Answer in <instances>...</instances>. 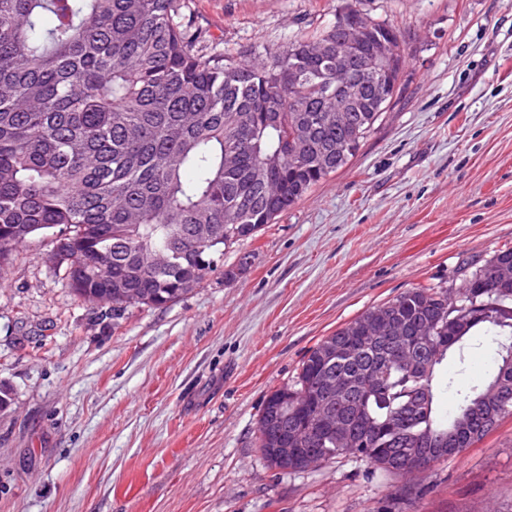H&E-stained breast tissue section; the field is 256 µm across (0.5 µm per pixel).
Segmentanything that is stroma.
Returning a JSON list of instances; mask_svg holds the SVG:
<instances>
[{
	"instance_id": "stroma-1",
	"label": "stroma",
	"mask_w": 512,
	"mask_h": 512,
	"mask_svg": "<svg viewBox=\"0 0 512 512\" xmlns=\"http://www.w3.org/2000/svg\"><path fill=\"white\" fill-rule=\"evenodd\" d=\"M209 50L349 11L400 28L401 91L348 164L163 308L116 319L46 266L0 272V512H512V419L424 477L269 468L266 397L320 339L512 247V0H189ZM247 266H240V257Z\"/></svg>"
}]
</instances>
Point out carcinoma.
Returning a JSON list of instances; mask_svg holds the SVG:
<instances>
[{
    "instance_id": "carcinoma-1",
    "label": "carcinoma",
    "mask_w": 512,
    "mask_h": 512,
    "mask_svg": "<svg viewBox=\"0 0 512 512\" xmlns=\"http://www.w3.org/2000/svg\"><path fill=\"white\" fill-rule=\"evenodd\" d=\"M187 0H0V235L14 247L50 238L68 287L116 317L163 307L213 273L224 249L272 224L315 185L343 168L382 116L380 88L364 63L382 50L392 93L403 77V36L356 12L363 25L352 57L359 92L338 126L339 101L316 89L331 80L316 46L336 50V23L302 34L259 59L206 51ZM173 251L162 270L131 269L148 249ZM512 248L494 253L457 288L416 287L379 306L399 336L423 330L440 356L402 363L388 341L327 364L331 349L362 336L376 308L325 337L292 385L273 391L259 419L268 467L304 471L353 456L397 474L405 448L428 436L457 449L490 434L485 405L506 386L501 420L512 418V283L495 277ZM483 330L497 345L495 370L453 392L440 366ZM343 386L333 402L354 440L313 423L315 385ZM304 445L285 454L289 432Z\"/></svg>"
}]
</instances>
